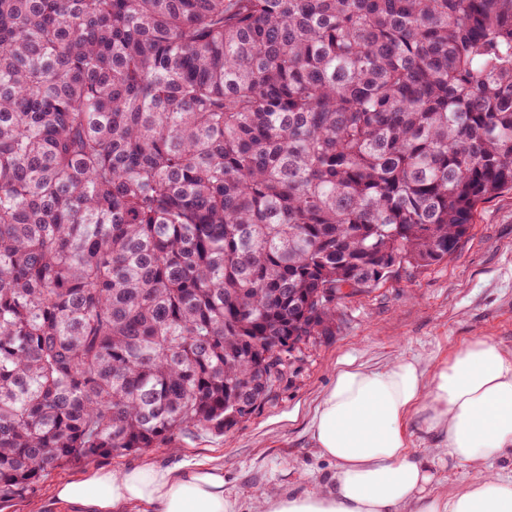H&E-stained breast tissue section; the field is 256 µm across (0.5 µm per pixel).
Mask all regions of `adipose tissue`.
<instances>
[{
    "label": "adipose tissue",
    "mask_w": 512,
    "mask_h": 512,
    "mask_svg": "<svg viewBox=\"0 0 512 512\" xmlns=\"http://www.w3.org/2000/svg\"><path fill=\"white\" fill-rule=\"evenodd\" d=\"M429 441L412 451L413 432ZM313 448L334 465L315 487L274 491L249 504L224 493V469L188 463L93 469L59 484L60 512H512V350L471 340L431 365L399 358L379 369L339 362L309 422ZM476 480L447 488L437 462Z\"/></svg>",
    "instance_id": "obj_1"
}]
</instances>
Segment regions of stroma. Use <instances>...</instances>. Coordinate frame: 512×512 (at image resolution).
Masks as SVG:
<instances>
[{"label":"stroma","mask_w":512,"mask_h":512,"mask_svg":"<svg viewBox=\"0 0 512 512\" xmlns=\"http://www.w3.org/2000/svg\"><path fill=\"white\" fill-rule=\"evenodd\" d=\"M512 348V189L480 201L467 236L447 260L400 271L339 307L332 335L303 345L272 400L250 419L217 434L192 430L173 444L92 460L120 472L152 464L210 462L224 468L225 494L247 502L294 486L306 472L329 465L312 448L308 421L343 358L376 368L401 356L448 359L477 337ZM84 467L47 470L40 481L0 512H54L52 490Z\"/></svg>","instance_id":"stroma-1"}]
</instances>
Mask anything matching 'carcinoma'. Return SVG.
I'll use <instances>...</instances> for the list:
<instances>
[{"instance_id": "1", "label": "carcinoma", "mask_w": 512, "mask_h": 512, "mask_svg": "<svg viewBox=\"0 0 512 512\" xmlns=\"http://www.w3.org/2000/svg\"><path fill=\"white\" fill-rule=\"evenodd\" d=\"M512 187V0H0V503L248 418Z\"/></svg>"}]
</instances>
